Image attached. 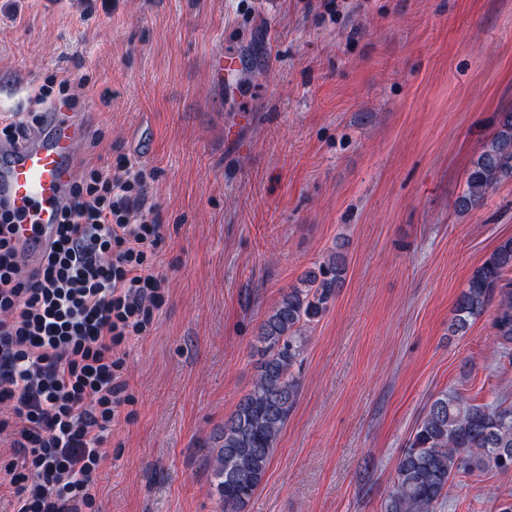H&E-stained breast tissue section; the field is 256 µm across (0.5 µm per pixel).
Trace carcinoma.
<instances>
[{"label": "carcinoma", "mask_w": 512, "mask_h": 512, "mask_svg": "<svg viewBox=\"0 0 512 512\" xmlns=\"http://www.w3.org/2000/svg\"><path fill=\"white\" fill-rule=\"evenodd\" d=\"M512 181V112H501L493 137L466 176L458 207L484 202ZM347 243L303 272L258 327L259 356L250 392L224 420L212 474L224 512H244L262 485L278 437L300 396L299 367L306 332L331 309L346 280ZM512 239L501 242L458 295L449 328L464 335L490 308L496 342L512 343ZM512 472V404H476L455 393L436 396L425 408L396 467L385 512H437L461 474Z\"/></svg>", "instance_id": "carcinoma-1"}]
</instances>
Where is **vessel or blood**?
I'll list each match as a JSON object with an SVG mask.
<instances>
[{
    "mask_svg": "<svg viewBox=\"0 0 512 512\" xmlns=\"http://www.w3.org/2000/svg\"><path fill=\"white\" fill-rule=\"evenodd\" d=\"M89 123L62 102L50 106L45 123L18 141L0 144V207L15 217L13 243L38 266L56 236L78 167V144Z\"/></svg>",
    "mask_w": 512,
    "mask_h": 512,
    "instance_id": "vessel-or-blood-1",
    "label": "vessel or blood"
}]
</instances>
